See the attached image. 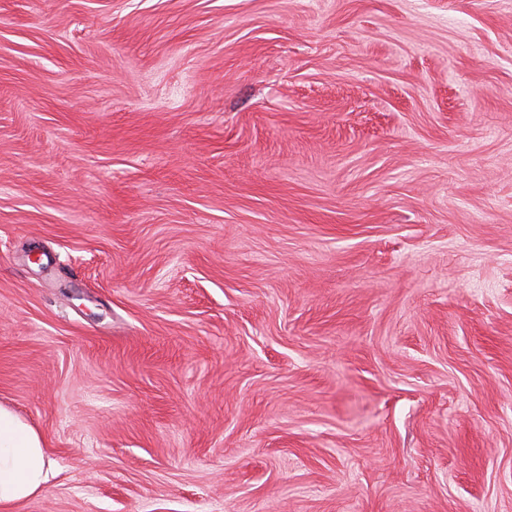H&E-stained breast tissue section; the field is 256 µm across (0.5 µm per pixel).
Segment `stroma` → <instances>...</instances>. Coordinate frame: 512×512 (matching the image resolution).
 <instances>
[{
    "label": "stroma",
    "instance_id": "stroma-1",
    "mask_svg": "<svg viewBox=\"0 0 512 512\" xmlns=\"http://www.w3.org/2000/svg\"><path fill=\"white\" fill-rule=\"evenodd\" d=\"M0 512H512V0H0ZM54 477L40 434L12 411L0 407V505L44 493Z\"/></svg>",
    "mask_w": 512,
    "mask_h": 512
}]
</instances>
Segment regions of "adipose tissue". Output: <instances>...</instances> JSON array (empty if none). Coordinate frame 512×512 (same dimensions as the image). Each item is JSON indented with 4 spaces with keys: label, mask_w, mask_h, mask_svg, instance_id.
Segmentation results:
<instances>
[{
    "label": "adipose tissue",
    "mask_w": 512,
    "mask_h": 512,
    "mask_svg": "<svg viewBox=\"0 0 512 512\" xmlns=\"http://www.w3.org/2000/svg\"><path fill=\"white\" fill-rule=\"evenodd\" d=\"M54 476L40 434L12 411L0 407V505L44 493Z\"/></svg>",
    "instance_id": "ef3b65f1"
}]
</instances>
